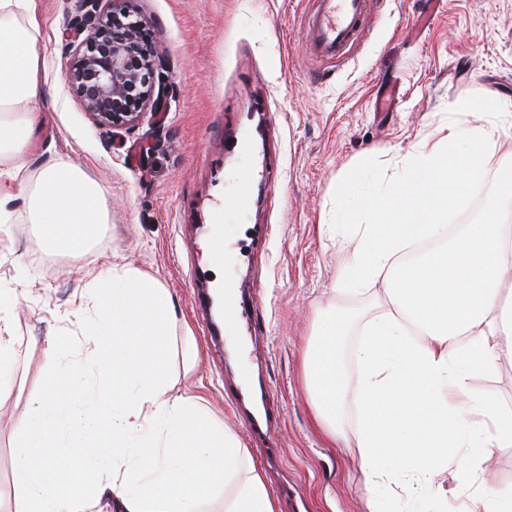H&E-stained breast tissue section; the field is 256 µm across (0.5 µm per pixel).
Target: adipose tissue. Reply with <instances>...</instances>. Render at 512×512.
I'll return each instance as SVG.
<instances>
[{"instance_id": "1", "label": "adipose tissue", "mask_w": 512, "mask_h": 512, "mask_svg": "<svg viewBox=\"0 0 512 512\" xmlns=\"http://www.w3.org/2000/svg\"><path fill=\"white\" fill-rule=\"evenodd\" d=\"M35 0H0V154L23 159L38 121L28 104L52 105L39 77ZM497 101H459L444 134L404 158L405 173L352 216L356 238L341 275L348 290L383 283L389 308L366 319L352 351L359 386L348 392L340 355L349 322L328 311L305 366L315 418L343 436L337 410L358 408L356 459L385 512L380 488L399 478L407 493L443 494L437 475L473 481L493 449L512 446V413L475 397L471 380L512 359V160L479 220L449 229V211L482 184L499 133ZM480 112L478 122L464 115ZM102 188L64 158L26 198L51 247L88 255L108 215ZM175 317L170 294L134 271L113 277L91 329L93 357L79 370L45 351L19 418L12 503L0 512H277L260 466L197 397L173 393L165 374ZM87 383L112 425V449L94 444L90 416L71 389ZM452 448H467L462 460ZM89 476L90 485L74 475Z\"/></svg>"}]
</instances>
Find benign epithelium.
Returning a JSON list of instances; mask_svg holds the SVG:
<instances>
[{
    "label": "benign epithelium",
    "mask_w": 512,
    "mask_h": 512,
    "mask_svg": "<svg viewBox=\"0 0 512 512\" xmlns=\"http://www.w3.org/2000/svg\"><path fill=\"white\" fill-rule=\"evenodd\" d=\"M74 38L79 40L67 80L98 124L121 128L146 107L166 109L156 91L163 67L159 46L146 23L118 6L122 0H78Z\"/></svg>",
    "instance_id": "1"
}]
</instances>
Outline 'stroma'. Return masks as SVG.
Here are the masks:
<instances>
[{
    "mask_svg": "<svg viewBox=\"0 0 512 512\" xmlns=\"http://www.w3.org/2000/svg\"><path fill=\"white\" fill-rule=\"evenodd\" d=\"M35 3L40 77L56 109L42 112L17 178L0 155V190L14 196L0 229V287L19 295L0 308L16 352L14 385L0 396V492L13 493L15 420L44 349L61 366L84 364L105 278L129 269L173 299L175 392L202 398L238 436L278 512H367L363 474L317 423L303 367L322 312L367 317L386 299L380 284L338 289L353 247L350 226L336 221L342 188L362 172L396 180L403 156L447 124L455 102L492 96L512 114V0H368L361 35L329 55L308 40L322 0H126L162 48L167 110L114 129L92 119L66 77L76 0ZM389 84L395 102L377 111ZM59 157L104 191L108 222L89 259L50 248L17 198ZM511 158L512 130L449 223L480 216ZM472 391L512 409V363ZM443 485L447 497L404 495L390 512H461L485 486H512V446L494 449L470 485L448 474Z\"/></svg>",
    "mask_w": 512,
    "mask_h": 512,
    "instance_id": "stroma-1",
    "label": "stroma"
}]
</instances>
